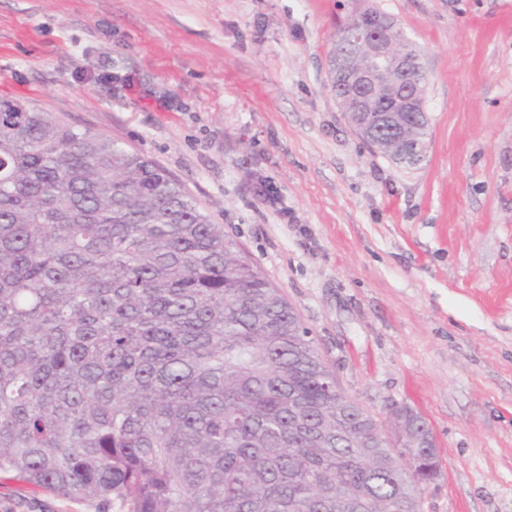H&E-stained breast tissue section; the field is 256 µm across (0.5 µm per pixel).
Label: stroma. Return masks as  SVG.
I'll list each match as a JSON object with an SVG mask.
<instances>
[{"label":"stroma","instance_id":"1","mask_svg":"<svg viewBox=\"0 0 512 512\" xmlns=\"http://www.w3.org/2000/svg\"><path fill=\"white\" fill-rule=\"evenodd\" d=\"M374 6L427 153H373L327 58ZM0 97L154 161L294 307L341 390L430 426L423 512H512V0H0ZM0 512H129L0 475ZM425 437L422 440L421 448H415L416 449V457L421 459V462L419 463V468L417 471L414 472L413 477L418 482H421L422 480H429L432 476V473L434 472V475L432 477V480L434 481L440 474V459H439V453L438 449L435 443V439L433 436V433L428 427L427 432L425 433ZM435 448V449H434ZM436 452V464L437 469L435 467V452ZM436 470V472H435ZM428 481L427 483H429Z\"/></svg>","mask_w":512,"mask_h":512}]
</instances>
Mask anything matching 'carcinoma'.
Instances as JSON below:
<instances>
[{"label": "carcinoma", "mask_w": 512, "mask_h": 512, "mask_svg": "<svg viewBox=\"0 0 512 512\" xmlns=\"http://www.w3.org/2000/svg\"><path fill=\"white\" fill-rule=\"evenodd\" d=\"M293 306L153 161L0 99V472L132 512H418Z\"/></svg>", "instance_id": "cac0c4a2"}]
</instances>
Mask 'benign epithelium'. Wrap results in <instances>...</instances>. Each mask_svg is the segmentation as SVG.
Instances as JSON below:
<instances>
[{
    "label": "benign epithelium",
    "instance_id": "benign-epithelium-1",
    "mask_svg": "<svg viewBox=\"0 0 512 512\" xmlns=\"http://www.w3.org/2000/svg\"><path fill=\"white\" fill-rule=\"evenodd\" d=\"M396 22L389 14L375 9L360 11L358 27L350 33L336 35L340 49L331 52L329 60L330 83L348 91L350 109L343 113L344 119L372 151H377L374 137L383 133L390 140L387 158L400 165H415L424 158L426 144H413L400 135L397 121L400 112H423L424 93L407 84L409 57L401 48L393 32ZM393 84V93L384 113L367 122L359 114L368 111L367 101L378 97L382 77ZM367 423V438L378 448H397L407 459L409 468H415L414 449L408 444L411 436L414 412L406 407L393 412L394 425L387 430L370 417Z\"/></svg>",
    "mask_w": 512,
    "mask_h": 512
}]
</instances>
